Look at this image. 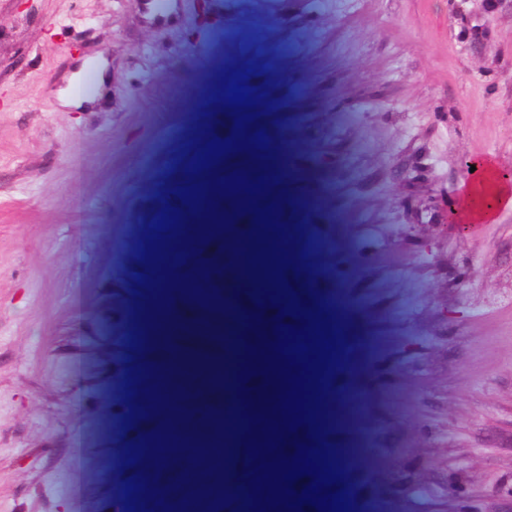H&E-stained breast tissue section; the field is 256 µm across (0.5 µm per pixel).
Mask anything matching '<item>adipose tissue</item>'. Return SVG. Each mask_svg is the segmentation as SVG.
<instances>
[{"label":"adipose tissue","mask_w":512,"mask_h":512,"mask_svg":"<svg viewBox=\"0 0 512 512\" xmlns=\"http://www.w3.org/2000/svg\"><path fill=\"white\" fill-rule=\"evenodd\" d=\"M475 167L452 212L454 220L471 224L491 220L498 210L512 207V182L503 178L491 161H477Z\"/></svg>","instance_id":"1"}]
</instances>
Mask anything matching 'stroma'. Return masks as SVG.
I'll list each match as a JSON object with an SVG mask.
<instances>
[{
    "instance_id": "stroma-1",
    "label": "stroma",
    "mask_w": 512,
    "mask_h": 512,
    "mask_svg": "<svg viewBox=\"0 0 512 512\" xmlns=\"http://www.w3.org/2000/svg\"><path fill=\"white\" fill-rule=\"evenodd\" d=\"M267 3L172 0L160 20L144 0H0V512H143L128 455L158 421L133 404L141 357L173 424L222 441L220 467L167 502L236 489L233 289L259 299L264 270L233 249L253 215L202 248L218 298L176 294L152 352L125 336L162 263L195 265L172 250L184 226L155 224L204 183L206 129L244 137L200 93L223 71L258 104L269 155L293 144L273 182L309 286L325 305L345 284L353 343L378 339L323 379L358 404L324 429L357 512H512V210L448 219L466 162L512 173V0ZM88 58L99 89L62 106Z\"/></svg>"
}]
</instances>
